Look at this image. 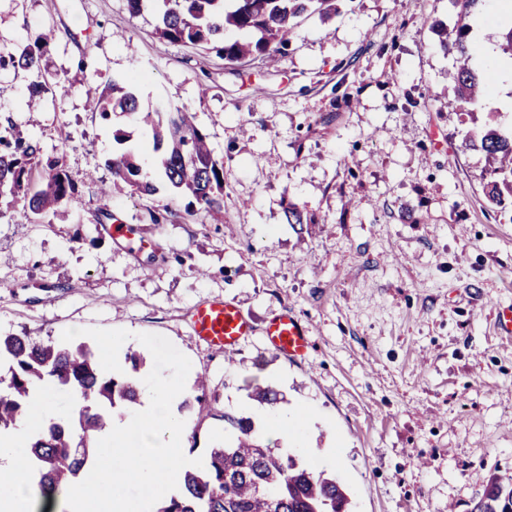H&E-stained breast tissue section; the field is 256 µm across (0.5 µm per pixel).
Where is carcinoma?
<instances>
[{
	"mask_svg": "<svg viewBox=\"0 0 512 512\" xmlns=\"http://www.w3.org/2000/svg\"><path fill=\"white\" fill-rule=\"evenodd\" d=\"M156 33L180 44L216 45L224 60L246 57L275 59L293 33L295 21L318 13L324 21L336 14V0H236L232 11L224 0H162ZM455 14L451 28L439 31L441 45L452 58L449 71L457 102L474 114L484 107L488 79L471 65L470 19L481 0H449ZM230 28L249 31V41L224 39ZM47 39L37 34L20 50L0 49V70L32 72L41 68ZM89 111L109 123L112 114L135 117L151 131V144L159 155L160 176L173 195L185 201V212L209 224L224 223V161L214 155L209 136L188 112L144 110L138 95L121 83L90 100ZM11 115L0 114V199L9 197L24 211L43 219L75 192L60 158L46 156L30 140L13 134ZM485 160L488 200L505 210L512 208V129L486 126L478 140ZM112 184L124 183L137 193L150 195L154 186L140 178L137 150L114 153L104 162ZM0 362L11 373L0 392V428L15 425L25 412L30 392L51 379L58 391L79 397L78 418L49 420L30 446L40 466L39 493L43 499L67 489L89 459L92 437L111 425L112 409L134 403L139 383L106 373L88 345L65 342L37 343L27 336L0 337ZM209 379L199 372L192 398L205 409ZM224 430L235 435L210 452L206 464L183 473V497L170 500L158 512H349V500L334 478L303 464L284 448H273L255 434L251 418L226 413ZM472 512H512V478L493 475Z\"/></svg>",
	"mask_w": 512,
	"mask_h": 512,
	"instance_id": "carcinoma-1",
	"label": "carcinoma"
}]
</instances>
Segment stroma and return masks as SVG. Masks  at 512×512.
Returning a JSON list of instances; mask_svg holds the SVG:
<instances>
[{
    "label": "stroma",
    "instance_id": "1",
    "mask_svg": "<svg viewBox=\"0 0 512 512\" xmlns=\"http://www.w3.org/2000/svg\"><path fill=\"white\" fill-rule=\"evenodd\" d=\"M156 4L126 0H0V48L49 36L42 73L0 70V113L44 153L62 154L75 193L37 221L0 211V335L89 343L98 357L144 362L141 380L175 375L192 391L205 371L209 413L181 410L184 451L204 461L223 413L257 416L253 386L308 406L291 428L302 458L331 470L351 512H472L492 475L512 476V214L484 191V158L468 142L487 120L512 127V76L500 68V12L483 0L470 35L489 76L471 115L448 81L450 58L432 25H453L448 0H340L329 21L299 18L276 61H224L214 50L160 39ZM143 106L187 108L224 161V221L201 224L166 188H113L112 218L143 251L97 220L104 158L123 128L141 176L158 181L148 131L129 116L104 123L90 99L113 82ZM46 84L37 126L28 87ZM303 207V230L283 203ZM169 206L173 217L151 224ZM156 253L147 263L148 253ZM225 299L252 334L218 353L193 336L200 303ZM290 310L313 348L291 362L264 340Z\"/></svg>",
    "mask_w": 512,
    "mask_h": 512
}]
</instances>
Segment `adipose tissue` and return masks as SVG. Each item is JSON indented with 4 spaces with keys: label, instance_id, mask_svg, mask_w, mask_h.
<instances>
[{
    "label": "adipose tissue",
    "instance_id": "1",
    "mask_svg": "<svg viewBox=\"0 0 512 512\" xmlns=\"http://www.w3.org/2000/svg\"><path fill=\"white\" fill-rule=\"evenodd\" d=\"M179 391L172 377L147 384L138 405L112 423V458L102 461L82 487L64 500H50L49 512H148L149 500L131 508L125 485L136 478L148 490L175 489L182 470L170 466L185 436V425L171 410ZM51 382L38 385L30 396L26 417L17 426L0 430V512H30L29 457L23 449L30 427L54 410Z\"/></svg>",
    "mask_w": 512,
    "mask_h": 512
}]
</instances>
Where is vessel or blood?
I'll use <instances>...</instances> for the list:
<instances>
[{
	"label": "vessel or blood",
	"mask_w": 512,
	"mask_h": 512,
	"mask_svg": "<svg viewBox=\"0 0 512 512\" xmlns=\"http://www.w3.org/2000/svg\"><path fill=\"white\" fill-rule=\"evenodd\" d=\"M192 330L210 348L228 352L250 335L251 326L236 305L215 299L196 307L192 316ZM264 338L268 346L291 359L306 358L312 347L306 326L298 316L287 310L267 322Z\"/></svg>",
	"instance_id": "1"
}]
</instances>
